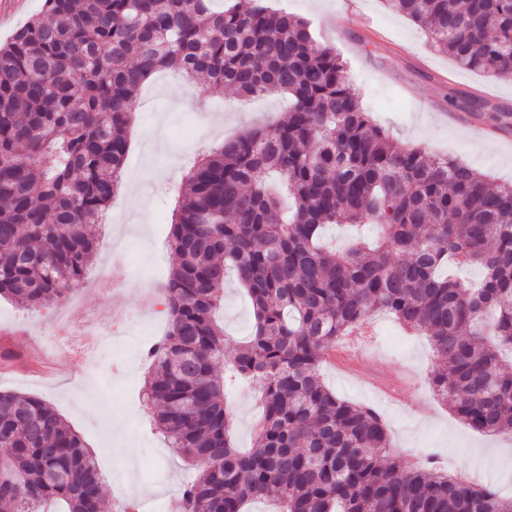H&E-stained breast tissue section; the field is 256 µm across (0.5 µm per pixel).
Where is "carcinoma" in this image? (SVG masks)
Segmentation results:
<instances>
[{
    "label": "carcinoma",
    "instance_id": "1",
    "mask_svg": "<svg viewBox=\"0 0 512 512\" xmlns=\"http://www.w3.org/2000/svg\"><path fill=\"white\" fill-rule=\"evenodd\" d=\"M265 0H45L0 46V297L45 307L84 279L120 188L143 83L175 69L241 97L286 95L282 119L225 140L179 187L162 288L165 336L146 351L153 426L201 472L179 512H512V498L434 460L390 459L385 422L326 386L337 340L378 311L427 336L434 391L473 430L512 431V183L395 143L361 111L345 62L302 18ZM458 67L512 79V0H383ZM370 221L375 246L320 244L329 224ZM477 266L467 285L448 265ZM233 274L253 310L230 346L214 314ZM224 363V376L215 374ZM263 387L247 452L224 386ZM0 512H101L102 477L43 400L0 392Z\"/></svg>",
    "mask_w": 512,
    "mask_h": 512
}]
</instances>
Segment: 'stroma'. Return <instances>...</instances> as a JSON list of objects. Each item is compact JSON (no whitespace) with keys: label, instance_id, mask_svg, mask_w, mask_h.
I'll use <instances>...</instances> for the list:
<instances>
[{"label":"stroma","instance_id":"35a3bbf8","mask_svg":"<svg viewBox=\"0 0 512 512\" xmlns=\"http://www.w3.org/2000/svg\"><path fill=\"white\" fill-rule=\"evenodd\" d=\"M307 21L317 40L344 59L363 111L398 143L437 156L460 159L495 182H512V80H498L458 67L429 48L424 31L382 0H270ZM477 98L482 111L462 109ZM280 95L249 101L206 80L191 84L172 70L153 74L141 87L137 116L129 132L124 165L136 194L118 193L109 211L111 225H92L100 242L90 271L111 268L126 255V285L91 288L83 298L68 295L40 309L0 297V331L24 353V362L0 366V392L31 395L50 404L96 453L103 475L102 512L137 500L141 512H173L186 464L150 432L142 399L148 362L144 347L164 336L162 306H145L144 289L161 288L175 256L168 247L172 189L198 153L224 138L284 117ZM460 114V123L444 118ZM99 309L100 324L114 336L96 354L98 369L88 375L65 354L48 353L56 321L81 323ZM228 337L246 340L252 330L249 298L233 280L224 283L219 313ZM345 364L321 368L325 384L348 401L374 407L384 418L396 462L413 466L417 452L432 449L449 471L482 475L502 495H512V440L488 437L458 420L431 386L435 359L427 336L403 330L388 315H373L361 330L336 345ZM236 447L248 449L261 413L258 386L243 383L227 394Z\"/></svg>","mask_w":512,"mask_h":512}]
</instances>
